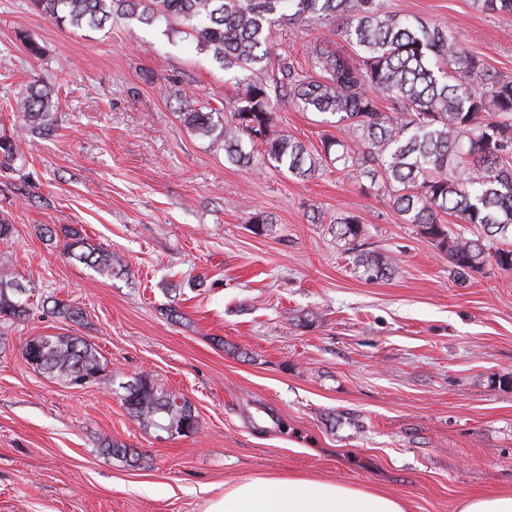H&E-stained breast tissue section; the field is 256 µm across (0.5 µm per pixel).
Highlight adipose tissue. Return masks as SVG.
<instances>
[{
    "mask_svg": "<svg viewBox=\"0 0 512 512\" xmlns=\"http://www.w3.org/2000/svg\"><path fill=\"white\" fill-rule=\"evenodd\" d=\"M203 512H404V506L370 487L289 475L227 484L206 498Z\"/></svg>",
    "mask_w": 512,
    "mask_h": 512,
    "instance_id": "ef3b65f1",
    "label": "adipose tissue"
}]
</instances>
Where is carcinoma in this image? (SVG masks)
I'll return each instance as SVG.
<instances>
[{
  "label": "carcinoma",
  "instance_id": "1",
  "mask_svg": "<svg viewBox=\"0 0 512 512\" xmlns=\"http://www.w3.org/2000/svg\"><path fill=\"white\" fill-rule=\"evenodd\" d=\"M36 10L60 27L100 29L112 20L151 26L159 21L190 37L224 70L236 69L238 94L231 119L219 123L188 99L180 119L195 137L224 149L239 167L257 166L243 143L262 146V164L306 180L331 164L358 170L365 191H380L406 224L448 258L458 279L481 274L494 264L512 270V80L495 75L483 59L464 50L446 24H428L389 14L380 0H31ZM484 12L512 14V0H474ZM333 25L352 47L345 57L324 43L312 51L314 77L284 58L271 65L273 28ZM456 64L460 77L445 69ZM304 112L336 118L356 131L353 144L334 136L314 152L303 141L272 130L283 99ZM57 90L35 80L15 99L13 111L35 131L55 122ZM0 155L22 156L21 141L0 135ZM455 218L446 224L442 215ZM339 236L351 244L362 235L352 214L336 218ZM64 251L102 276L113 273L112 251L66 227ZM355 266L368 281L387 279L397 265L378 252H358ZM24 289L9 268L0 266V322L29 314ZM52 314L79 323L84 311L56 302ZM21 354L35 370L65 385L97 382L107 364L95 345L79 336H35ZM122 403L144 429L188 436L198 416L183 395L140 375L122 385ZM103 452L131 461L126 445L106 439Z\"/></svg>",
  "mask_w": 512,
  "mask_h": 512
}]
</instances>
